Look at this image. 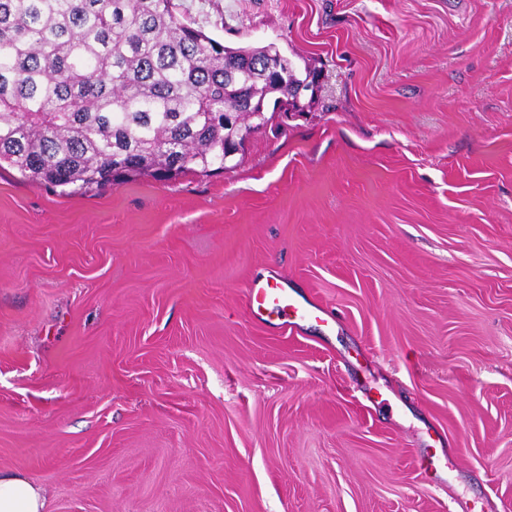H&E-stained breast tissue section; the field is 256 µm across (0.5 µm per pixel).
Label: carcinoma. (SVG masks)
Masks as SVG:
<instances>
[{"instance_id": "cac0c4a2", "label": "carcinoma", "mask_w": 512, "mask_h": 512, "mask_svg": "<svg viewBox=\"0 0 512 512\" xmlns=\"http://www.w3.org/2000/svg\"><path fill=\"white\" fill-rule=\"evenodd\" d=\"M319 78L273 44L224 45L173 0H0V169L63 193L224 172V144L281 128Z\"/></svg>"}]
</instances>
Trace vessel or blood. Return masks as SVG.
I'll return each instance as SVG.
<instances>
[{"mask_svg": "<svg viewBox=\"0 0 512 512\" xmlns=\"http://www.w3.org/2000/svg\"><path fill=\"white\" fill-rule=\"evenodd\" d=\"M245 296L250 316L260 319L276 316L286 329L322 319L319 307L300 300L286 281L275 276L251 280L245 288Z\"/></svg>", "mask_w": 512, "mask_h": 512, "instance_id": "vessel-or-blood-1", "label": "vessel or blood"}]
</instances>
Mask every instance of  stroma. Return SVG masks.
I'll return each mask as SVG.
<instances>
[{"mask_svg":"<svg viewBox=\"0 0 512 512\" xmlns=\"http://www.w3.org/2000/svg\"><path fill=\"white\" fill-rule=\"evenodd\" d=\"M321 70L237 167L0 170V470L50 512H512V0H175ZM331 317L283 332L244 288ZM245 296L250 316L266 320L265 316L270 318L276 315L285 330L293 329L300 322L328 323V319L322 317L324 313L319 307L311 305L303 298L301 301L288 282L279 277L251 280L245 288Z\"/></svg>","mask_w":512,"mask_h":512,"instance_id":"obj_1","label":"stroma"}]
</instances>
